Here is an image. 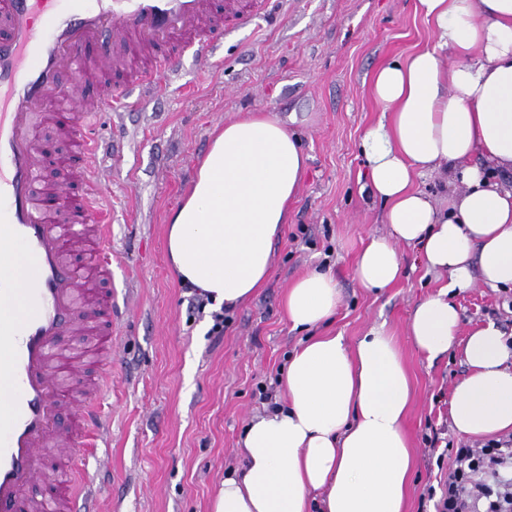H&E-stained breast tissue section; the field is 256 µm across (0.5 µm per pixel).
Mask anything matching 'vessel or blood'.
<instances>
[{"instance_id":"vessel-or-blood-1","label":"vessel or blood","mask_w":512,"mask_h":512,"mask_svg":"<svg viewBox=\"0 0 512 512\" xmlns=\"http://www.w3.org/2000/svg\"><path fill=\"white\" fill-rule=\"evenodd\" d=\"M275 0H0V512H96L94 476L79 469L80 438L99 433L98 402L109 375L75 405V428L61 435L53 415L78 361L60 336L77 319L102 315L91 355L111 356L112 301L90 312L84 283L112 277V242L96 175L97 113L125 105L128 91L155 94L186 53L213 69V46L266 19ZM75 74L65 85L61 77ZM100 78L97 98L83 83ZM55 121L73 140L57 176L45 180L37 126ZM88 266L69 264L76 237ZM63 449L68 467L54 498L28 501L45 449Z\"/></svg>"}]
</instances>
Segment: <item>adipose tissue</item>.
Returning <instances> with one entry per match:
<instances>
[{
	"mask_svg": "<svg viewBox=\"0 0 512 512\" xmlns=\"http://www.w3.org/2000/svg\"><path fill=\"white\" fill-rule=\"evenodd\" d=\"M431 47L382 64L372 92L384 116L361 139L366 189L384 200L386 237L361 251L356 276L383 289L400 276L394 245H418L440 292L409 321L414 346L436 359L454 348V293L481 283L512 288V0H416ZM451 64H443V56ZM446 169L464 190L436 207L415 177ZM306 172V156L280 119L262 112L225 123L201 159L186 199L171 213L169 259L182 283L215 305L255 295ZM340 303L334 278L301 275L283 308L293 327L320 326ZM468 373L453 386L456 432H512V348L494 325L467 339ZM287 403L246 427L243 468L225 477L213 512H405L412 452L404 430L411 383L397 345L376 326L354 346L312 336L279 377Z\"/></svg>",
	"mask_w": 512,
	"mask_h": 512,
	"instance_id": "adipose-tissue-1",
	"label": "adipose tissue"
}]
</instances>
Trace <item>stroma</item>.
Segmentation results:
<instances>
[{"instance_id":"1","label":"stroma","mask_w":512,"mask_h":512,"mask_svg":"<svg viewBox=\"0 0 512 512\" xmlns=\"http://www.w3.org/2000/svg\"><path fill=\"white\" fill-rule=\"evenodd\" d=\"M414 0H288L259 22L245 47L225 42L212 71L184 57L181 76L147 109L102 115V131L124 139L121 159L100 155L102 194L112 219L111 374L102 400L98 446L86 463L98 477L100 512H211L225 476L239 469V440L266 409L260 388L277 378L307 333L282 307L288 285L319 270L332 275L341 302L318 334L355 344L374 326L394 337L412 383L406 420L413 455L407 512L436 484L446 442L469 444L451 426L453 385L467 372L461 349L428 360L408 325L415 307L448 277L427 271L413 244H396L402 265L390 287L363 288L358 253L384 235L387 205L363 191L360 142L382 115L372 96L376 69L429 46ZM267 112L297 135L307 171L274 245L259 292L224 311V333L211 335L212 308L197 311L195 288L168 262L166 228L224 123ZM460 339L495 324L512 337V290L475 284L457 294Z\"/></svg>"}]
</instances>
